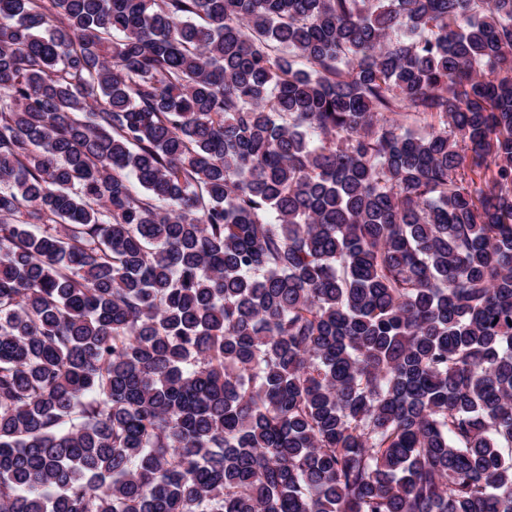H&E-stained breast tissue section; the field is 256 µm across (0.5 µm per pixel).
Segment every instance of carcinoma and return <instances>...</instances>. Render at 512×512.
Returning a JSON list of instances; mask_svg holds the SVG:
<instances>
[{
	"instance_id": "cac0c4a2",
	"label": "carcinoma",
	"mask_w": 512,
	"mask_h": 512,
	"mask_svg": "<svg viewBox=\"0 0 512 512\" xmlns=\"http://www.w3.org/2000/svg\"><path fill=\"white\" fill-rule=\"evenodd\" d=\"M0 512H512V0H0Z\"/></svg>"
}]
</instances>
